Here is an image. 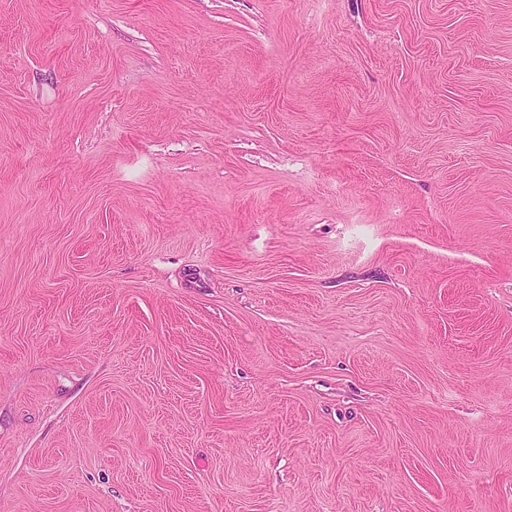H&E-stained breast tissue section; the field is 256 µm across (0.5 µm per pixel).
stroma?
Returning a JSON list of instances; mask_svg holds the SVG:
<instances>
[{"label": "stroma", "instance_id": "stroma-1", "mask_svg": "<svg viewBox=\"0 0 512 512\" xmlns=\"http://www.w3.org/2000/svg\"><path fill=\"white\" fill-rule=\"evenodd\" d=\"M0 512H512V0H0Z\"/></svg>", "mask_w": 512, "mask_h": 512}]
</instances>
